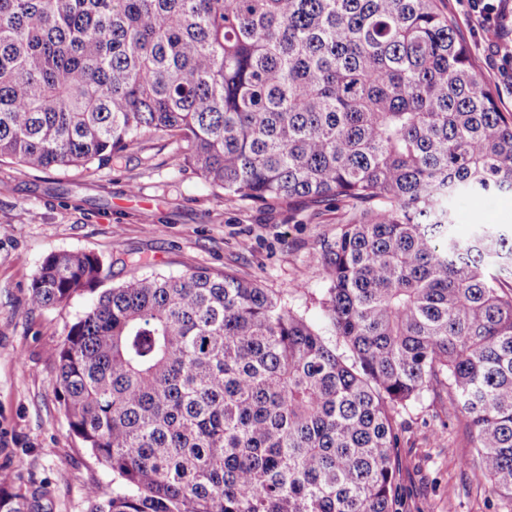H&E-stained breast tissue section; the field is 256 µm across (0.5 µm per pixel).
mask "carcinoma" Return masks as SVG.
I'll use <instances>...</instances> for the list:
<instances>
[{"instance_id": "obj_1", "label": "carcinoma", "mask_w": 512, "mask_h": 512, "mask_svg": "<svg viewBox=\"0 0 512 512\" xmlns=\"http://www.w3.org/2000/svg\"><path fill=\"white\" fill-rule=\"evenodd\" d=\"M147 135L231 202L336 205L310 263L340 343L229 272L99 294L56 353L71 430L124 485L90 512H397L395 414L435 384L512 512V241L453 230L458 199L512 191V119L435 0H0V160ZM103 277L50 254L28 303ZM0 512H28L1 480Z\"/></svg>"}]
</instances>
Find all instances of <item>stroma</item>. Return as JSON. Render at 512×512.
I'll list each match as a JSON object with an SVG mask.
<instances>
[{"label":"stroma","instance_id":"stroma-1","mask_svg":"<svg viewBox=\"0 0 512 512\" xmlns=\"http://www.w3.org/2000/svg\"><path fill=\"white\" fill-rule=\"evenodd\" d=\"M467 42L501 110L512 114V79L499 70L459 0H436ZM183 143L145 137L109 163L35 171L0 162V472L32 512H88L90 488L111 496L120 481L71 431L57 392L55 352L93 302L31 308L29 286L53 253L92 252L104 262L100 290L160 273L197 268L234 272L287 297L319 327L324 284L309 263L320 240L336 234V208L312 215L307 203L260 208L230 202L182 160ZM455 232L473 224L512 231V192L474 195L456 204ZM143 266H133L135 258ZM397 479L400 512H489L487 480L463 470L475 454L467 420L446 387L400 411Z\"/></svg>","mask_w":512,"mask_h":512}]
</instances>
